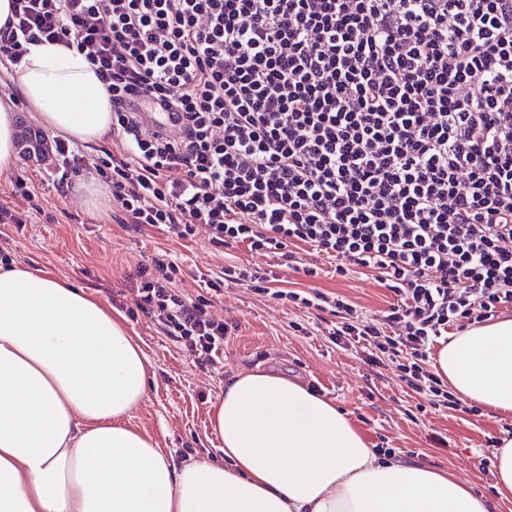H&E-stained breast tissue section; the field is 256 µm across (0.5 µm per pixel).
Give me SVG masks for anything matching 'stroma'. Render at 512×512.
Here are the masks:
<instances>
[{
  "instance_id": "obj_1",
  "label": "stroma",
  "mask_w": 512,
  "mask_h": 512,
  "mask_svg": "<svg viewBox=\"0 0 512 512\" xmlns=\"http://www.w3.org/2000/svg\"><path fill=\"white\" fill-rule=\"evenodd\" d=\"M34 187L40 212L14 237L17 262L69 278L92 293L108 311L126 312L124 295L138 262L155 249L169 252L183 270V289L193 295L197 271H218L229 261L248 263L246 245L216 252L204 239H177L148 228L125 230L112 220V197L100 177L89 171L71 175L65 191L56 188L55 172L43 171L17 158L0 174V199H10L15 177ZM303 263L320 272L308 277L284 267L281 257H269L274 272L304 291L336 293L362 307L366 314L385 310L394 296L375 272L360 268L339 276L327 260L302 248ZM223 315L237 327L224 347L223 365L205 374L169 337L144 316L128 317L126 325L147 357L149 385L144 400L126 416V423L147 433L170 451L175 462L201 460L220 464L224 455L211 430L209 414L224 394L225 384L242 370L258 368L288 376L342 410L370 447L395 449L399 460L425 462L448 470L472 484L474 490L497 498L494 476L479 466L496 454L495 442L512 432V415L481 408L479 415L462 411L427 410L408 416L415 400L399 387H387L369 375L352 352L329 342L318 318H310L312 334L289 327L288 309L274 300L258 298L238 285L224 294Z\"/></svg>"
}]
</instances>
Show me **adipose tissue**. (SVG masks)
<instances>
[{"label": "adipose tissue", "instance_id": "1", "mask_svg": "<svg viewBox=\"0 0 512 512\" xmlns=\"http://www.w3.org/2000/svg\"><path fill=\"white\" fill-rule=\"evenodd\" d=\"M0 92V174L24 99L55 133L92 143L112 103L85 55L29 46ZM463 400L512 414V319L464 330L434 358ZM147 359L123 322L49 272L0 271V512H497L448 472L378 461L349 417L283 375L239 372L210 425L224 464H175L124 417Z\"/></svg>", "mask_w": 512, "mask_h": 512}]
</instances>
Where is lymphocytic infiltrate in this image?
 I'll use <instances>...</instances> for the list:
<instances>
[{
  "label": "lymphocytic infiltrate",
  "mask_w": 512,
  "mask_h": 512,
  "mask_svg": "<svg viewBox=\"0 0 512 512\" xmlns=\"http://www.w3.org/2000/svg\"><path fill=\"white\" fill-rule=\"evenodd\" d=\"M0 54L84 52L112 101V153L60 138L40 161L91 169L126 228L247 244L206 294L168 253L129 296L201 369L222 364L225 289L334 316L329 340L438 410L462 409L430 354L512 308V0H15ZM147 96L178 135L131 109ZM303 244L346 276L372 269L395 300L276 288L263 266Z\"/></svg>",
  "instance_id": "f902f5d3"
}]
</instances>
